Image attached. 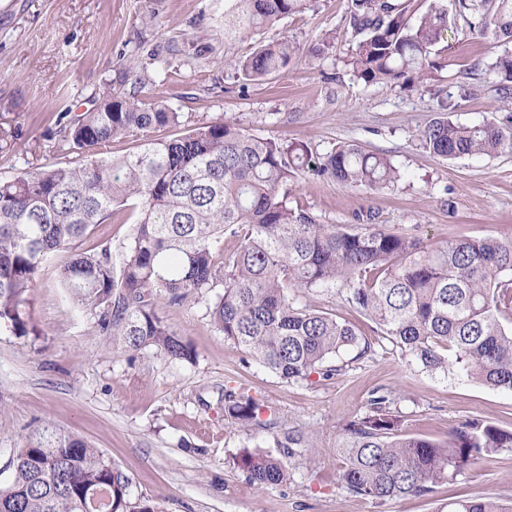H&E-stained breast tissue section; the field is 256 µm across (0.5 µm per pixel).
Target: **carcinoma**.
I'll list each match as a JSON object with an SVG mask.
<instances>
[{"instance_id":"cac0c4a2","label":"carcinoma","mask_w":512,"mask_h":512,"mask_svg":"<svg viewBox=\"0 0 512 512\" xmlns=\"http://www.w3.org/2000/svg\"><path fill=\"white\" fill-rule=\"evenodd\" d=\"M228 26L259 30L305 9L308 0H234ZM359 35L351 57L368 85L433 78L437 47L462 18L469 33L503 47L488 66L502 97L512 99V0H431L417 23L401 0H353ZM297 46L260 43L225 67L247 81L267 79L290 63ZM452 95L438 91L436 117L418 140L441 159L493 155L512 145V116L470 126L448 118ZM179 115L153 101L107 90L89 112L72 118L55 143L63 160L0 179V324L28 334L25 294L56 253L69 258L57 277L97 326L121 337L126 351L153 346L191 361L187 343L159 314L223 286L211 308L214 326L286 381L343 375L388 340L431 374L457 369L494 390L512 392V236L460 237L428 246L407 234L369 224H321L288 204L279 189L308 168L349 187H396L404 173L389 157L344 143L311 164L308 151L254 136L231 121L206 123L169 139L148 133L178 124ZM137 145L116 156L112 144ZM141 212L114 272L109 247L81 248L100 224H125L129 202ZM238 247L224 252V238ZM343 288L375 327L358 334L336 316L298 307L288 292ZM394 396L375 391L367 413L344 428L340 480L361 500L421 497L465 467L504 448L512 431L482 419L461 421L440 443L403 431ZM258 404L224 394V413L242 425ZM239 465L264 487L288 479L283 463L246 453ZM129 479L103 453L48 427L17 449L12 480L0 486V512H126ZM448 512H512L487 497L458 500Z\"/></svg>"}]
</instances>
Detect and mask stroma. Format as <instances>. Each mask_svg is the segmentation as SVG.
<instances>
[{
	"instance_id": "stroma-1",
	"label": "stroma",
	"mask_w": 512,
	"mask_h": 512,
	"mask_svg": "<svg viewBox=\"0 0 512 512\" xmlns=\"http://www.w3.org/2000/svg\"><path fill=\"white\" fill-rule=\"evenodd\" d=\"M231 10L230 0H0V179L57 161L58 119L94 108L109 87L162 102L186 128L230 120L255 136L302 144L315 161L357 143L405 172L397 187L381 190L298 172L282 191L321 223L377 224L429 245L512 233V149L448 161L427 152L417 133L434 116L432 86L356 80L351 0H311L307 10L237 40L224 33ZM277 39L298 47L285 71L248 82L225 67V57ZM496 52L477 35L449 38L439 83L452 93L471 90L450 112L454 122L512 114L486 72ZM66 259L59 253L27 294L34 334L0 326L1 485L12 478L15 449L47 424L102 451L129 478L130 503L155 512H448L456 499L512 502V448L427 496L381 504L348 494L336 454L344 426L365 415L378 387L395 391L391 409L404 431L434 441L467 418L512 430V392L456 371L424 372L386 341L346 375L282 380L214 326L213 292L160 311L194 348L193 361L152 347L125 353L61 288L56 265ZM294 299L372 333L345 289ZM229 390L257 402L252 425L225 417ZM274 428L301 432L303 445L275 447ZM247 452L279 458L287 481L251 484L237 465Z\"/></svg>"
}]
</instances>
